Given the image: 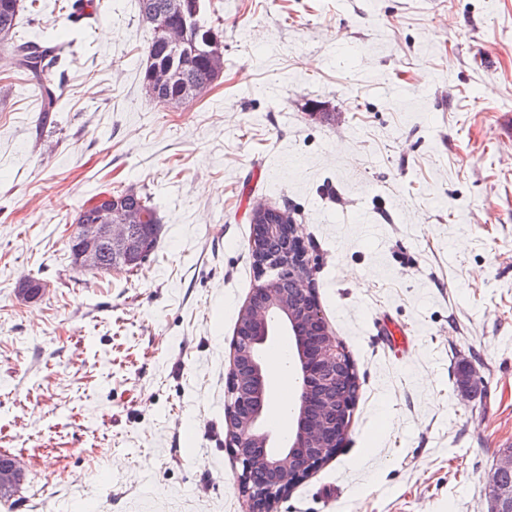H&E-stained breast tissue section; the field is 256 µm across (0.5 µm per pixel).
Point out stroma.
I'll return each instance as SVG.
<instances>
[{"label":"stroma","instance_id":"35a3bbf8","mask_svg":"<svg viewBox=\"0 0 512 512\" xmlns=\"http://www.w3.org/2000/svg\"><path fill=\"white\" fill-rule=\"evenodd\" d=\"M68 2L18 21L68 45L53 112L0 68V453L25 465L0 512H248L224 408L258 202L296 224L359 383L343 448L273 512H488L512 445V0H206L224 73L177 108L143 91L137 0L78 23ZM128 188L155 251L76 272L77 213Z\"/></svg>","mask_w":512,"mask_h":512}]
</instances>
